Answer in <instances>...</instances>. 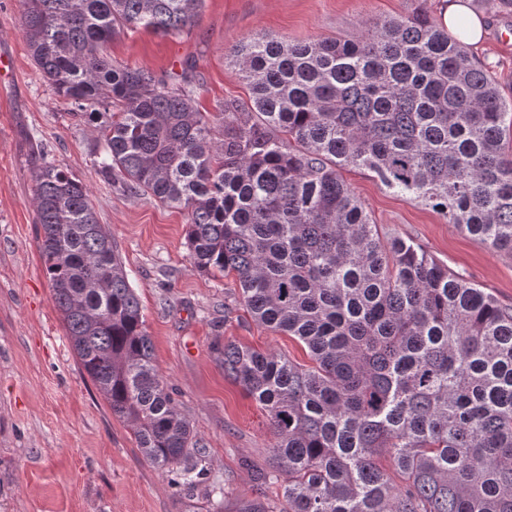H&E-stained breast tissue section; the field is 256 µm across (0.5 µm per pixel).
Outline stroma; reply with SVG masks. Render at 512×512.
<instances>
[{
	"mask_svg": "<svg viewBox=\"0 0 512 512\" xmlns=\"http://www.w3.org/2000/svg\"><path fill=\"white\" fill-rule=\"evenodd\" d=\"M469 5L483 16L485 30L466 50L512 98V0ZM441 6V0H206L188 35L128 33L109 51L113 60L158 74L181 73L184 61L194 60L197 107L215 115L226 101L249 102L230 51L256 32L290 42L359 37L374 23L420 7L436 16ZM0 47L16 60L14 77L0 90V512H212L215 487L232 500L262 491L276 501L277 487L263 491L255 480L269 466L274 441L266 414L225 379L220 351L233 341L306 365V348L257 324L234 276L193 269L181 211L121 196L95 175L102 144L36 72L17 0H0ZM46 162L91 187L99 221L140 298L156 365L205 450L206 474L194 490L175 486L174 473L144 457L71 348L43 271L31 204L34 173ZM341 175L382 239L416 244L512 305V256L489 249L365 170L348 167Z\"/></svg>",
	"mask_w": 512,
	"mask_h": 512,
	"instance_id": "stroma-1",
	"label": "stroma"
}]
</instances>
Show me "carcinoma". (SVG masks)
I'll use <instances>...</instances> for the list:
<instances>
[{
    "label": "carcinoma",
    "instance_id": "1",
    "mask_svg": "<svg viewBox=\"0 0 512 512\" xmlns=\"http://www.w3.org/2000/svg\"><path fill=\"white\" fill-rule=\"evenodd\" d=\"M18 2L41 78L103 142L95 174L183 212L193 267L235 274L253 320L309 351L303 367L224 343V376L268 417L257 482L280 498L214 512H512V306L382 241L340 175L367 170L512 254V99L488 68L425 10L359 38L258 32L232 50L250 105L212 120L192 65L166 78L108 53L128 32L181 37L206 0ZM31 203L80 366L144 456L193 490L203 449L88 185L46 163Z\"/></svg>",
    "mask_w": 512,
    "mask_h": 512
}]
</instances>
